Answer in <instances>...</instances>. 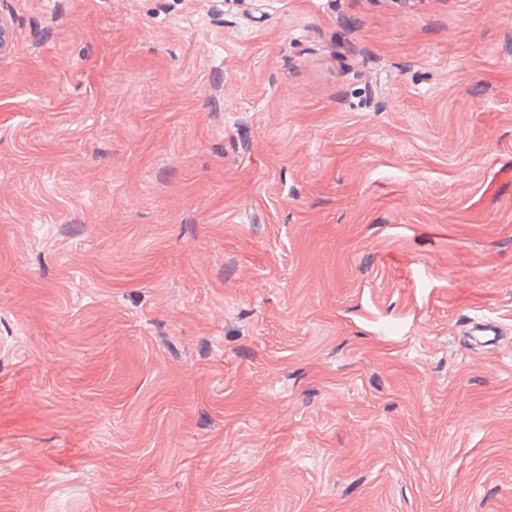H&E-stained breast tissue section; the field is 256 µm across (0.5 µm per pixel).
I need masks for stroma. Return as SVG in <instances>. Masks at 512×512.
Returning a JSON list of instances; mask_svg holds the SVG:
<instances>
[{
	"mask_svg": "<svg viewBox=\"0 0 512 512\" xmlns=\"http://www.w3.org/2000/svg\"><path fill=\"white\" fill-rule=\"evenodd\" d=\"M0 14V512H512V0Z\"/></svg>",
	"mask_w": 512,
	"mask_h": 512,
	"instance_id": "35a3bbf8",
	"label": "stroma"
}]
</instances>
